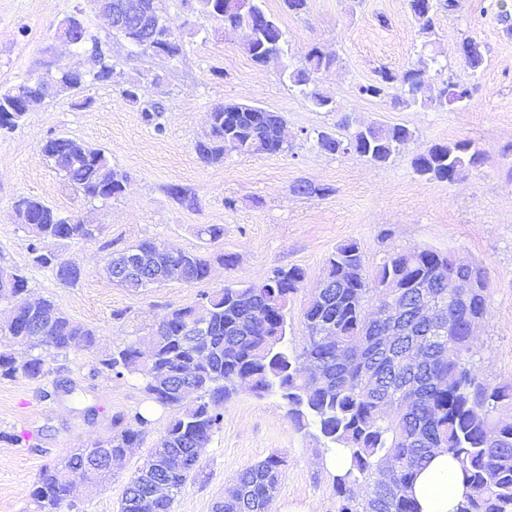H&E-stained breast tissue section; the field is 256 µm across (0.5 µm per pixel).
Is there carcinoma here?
I'll use <instances>...</instances> for the list:
<instances>
[{
  "instance_id": "1",
  "label": "carcinoma",
  "mask_w": 512,
  "mask_h": 512,
  "mask_svg": "<svg viewBox=\"0 0 512 512\" xmlns=\"http://www.w3.org/2000/svg\"><path fill=\"white\" fill-rule=\"evenodd\" d=\"M423 46L434 43L435 17L440 11L454 13L458 0H406ZM197 12L205 19L224 23L226 28L249 26L254 30L246 53L258 65H275L290 87L311 105L326 112L335 110L333 101L317 86L319 75L336 65V57L317 45L310 47L294 64L282 62L285 35L277 19L268 13L263 0H246V7L225 6V0H197ZM91 44L93 68L87 72H47L39 79H27L0 91V130H13L23 117L13 116L30 100H46L61 92L79 91L85 84L110 81L115 69L112 57L100 42L82 33L80 45ZM461 61L473 72L486 59L482 42L466 36L459 43ZM442 75L433 55H420L399 73L385 68L376 78L356 87L360 96L384 97L397 90V103L410 106L462 105L472 91L449 79L441 82L439 93L425 95L431 82ZM161 107L142 103L143 122L158 134ZM288 121L279 112H239L234 103L219 104L210 112L209 130L196 141L195 150L206 164L240 154L278 155L288 153L293 141L282 145L281 130ZM415 137L403 124L372 122L342 139L329 131L316 132L317 147L324 153H355L374 165L387 164ZM42 152L52 167L84 197L107 202L124 192L127 174L112 165L105 151L82 141L60 136L47 139ZM486 152L467 141L434 144L413 159L415 173L429 180L452 183L470 169L483 164ZM167 193L179 204L194 209L196 194L172 185ZM15 205L36 224L29 235L30 266L48 270L62 284L73 286L81 278L75 262L44 254L47 239L96 240L95 232L75 222L37 198L21 197ZM155 255L159 265L179 266L186 284L206 279L211 257L202 252H169L156 239L143 240L126 249L112 250L105 242L100 250L106 258L131 249ZM449 254L423 247L397 251L370 270L359 244H339L328 257L324 278L329 282L325 301L309 304L303 312L305 343L300 351L289 348L287 336L288 300L305 276L300 267H277L256 283L229 282L205 297L210 317L206 329L195 338L182 335L194 307L171 310L141 341L116 348L101 360V370L117 376L135 374L153 402L174 410V416L149 454L148 460L127 483L120 512H139L137 499L147 482L155 478L167 486L153 512H173L182 487L195 471L178 466V457L202 454L223 421L224 402L242 393L256 397L277 394L287 408L288 420L298 429L314 428L326 448H342L348 457L345 471L334 475L339 498L338 512H418L411 488L418 472L442 448L461 466L469 492L457 512H512V421H494L503 406H512V387L491 386L476 380L466 364L473 356L467 319L481 318L486 310V284L467 288V304L461 309L448 305V282L438 270L448 269ZM0 274L11 277L0 282V300L12 303L15 327L0 329L8 344L0 348V379L22 376L45 382L43 398L56 394L58 380L50 379L60 369L48 359L65 357L74 349L92 352L99 336L90 328L73 323L46 298L28 305L15 297L29 292L27 272L3 267ZM418 281L429 283L437 297L441 331L436 332L408 318L409 334L397 350L379 349L378 319L387 287H402L407 307L415 306ZM117 284L140 293L157 285L143 275L122 278ZM248 295L250 308L240 306L238 297ZM40 324L38 334L30 324ZM372 362L376 383L363 385L357 364L342 367L338 360L357 347ZM418 388L417 404L407 410L381 402L401 386ZM195 398H190V394ZM148 419L136 413L112 419V436L94 440L74 450L63 462L44 467L29 497L35 512H61L68 501V478L94 463L103 448L122 457L141 442L142 427ZM390 461L400 472V488L384 492L377 488L380 466ZM286 460L272 453L241 470L224 494V512H269L270 500L281 483Z\"/></svg>"
}]
</instances>
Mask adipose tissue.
Wrapping results in <instances>:
<instances>
[{
  "mask_svg": "<svg viewBox=\"0 0 512 512\" xmlns=\"http://www.w3.org/2000/svg\"><path fill=\"white\" fill-rule=\"evenodd\" d=\"M465 491L459 464L448 455L439 454L418 473L412 496L419 512H456Z\"/></svg>",
  "mask_w": 512,
  "mask_h": 512,
  "instance_id": "1",
  "label": "adipose tissue"
}]
</instances>
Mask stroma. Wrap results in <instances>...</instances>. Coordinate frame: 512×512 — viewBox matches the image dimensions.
<instances>
[{
  "label": "stroma",
  "mask_w": 512,
  "mask_h": 512,
  "mask_svg": "<svg viewBox=\"0 0 512 512\" xmlns=\"http://www.w3.org/2000/svg\"><path fill=\"white\" fill-rule=\"evenodd\" d=\"M500 0H458L454 13L437 15L433 48L443 77L473 86L466 106L419 109L392 97L359 96L356 85L376 70L402 71L414 63L421 39L405 0H308L294 15L282 0H265L286 33L285 52L296 57L318 45L337 55L321 75L319 90L333 99L332 112L316 110L279 76L276 66L255 64L244 52L246 33L193 12L188 0H163L164 17L180 37L175 58L144 53L113 37L91 0H0V90L60 69L87 71L82 48L57 35L59 23L79 17L89 34L106 44L116 71L111 82L85 85L34 105L23 123L0 131V266L28 268L34 295L51 299L73 322L101 338L94 352H76L61 380L71 394L53 400L41 383L0 379V512H28V493L41 468L83 444L105 439L116 416L142 412L151 420L141 447L112 466L103 486H78L71 512H119L124 488L154 448L171 412L152 403L139 380L94 373L112 348L147 335L170 309L197 304L202 294L229 281L259 282L275 267L297 266L305 279L288 302V339L304 343L302 313L336 246L356 241L368 267L389 254L428 246L481 266L488 279L485 316L473 333L471 370L481 379L512 386V33L496 19ZM481 41L486 62L471 72L457 48L464 36ZM160 85L144 84L143 97L162 104L164 134L146 126L139 105L123 97L128 83L147 72ZM250 102L286 117L296 139L284 155L233 153L219 164L203 163L195 142L213 107ZM380 121L403 124L415 137L391 163L374 165L356 154L329 155L311 136L326 130L346 136L349 127ZM65 135L103 149L128 184L117 199L90 201L77 193L41 151ZM471 141L483 149L479 170L448 183L417 175L413 158L436 143ZM318 187L299 196L297 180ZM192 189L196 208L178 204L168 186ZM35 197L99 228L96 241L50 240L46 249L78 264L76 286L47 270L29 269L28 235L16 221L14 202ZM224 230L215 241L199 236L204 225ZM143 238L173 250L201 251L214 261L207 279L131 293L108 278L99 245L120 248ZM235 255L233 267L219 254ZM287 461L269 512H337L333 473L323 463L315 432L290 423L279 396L242 394L224 404V421L205 448L198 473L177 496L174 512H213L225 488L247 466L271 453Z\"/></svg>",
  "instance_id": "35a3bbf8"
}]
</instances>
